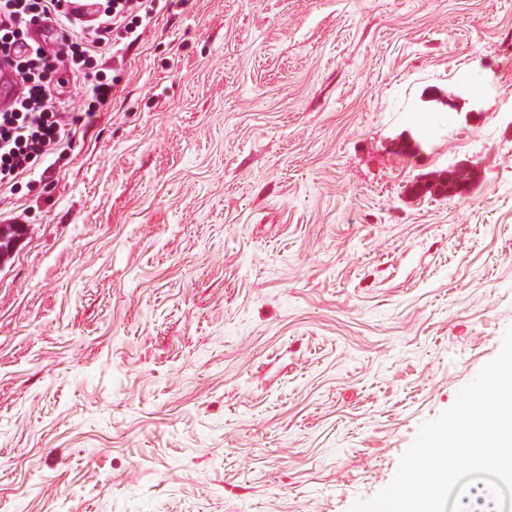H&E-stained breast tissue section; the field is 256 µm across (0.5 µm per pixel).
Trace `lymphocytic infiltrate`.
Here are the masks:
<instances>
[{
	"label": "lymphocytic infiltrate",
	"mask_w": 512,
	"mask_h": 512,
	"mask_svg": "<svg viewBox=\"0 0 512 512\" xmlns=\"http://www.w3.org/2000/svg\"><path fill=\"white\" fill-rule=\"evenodd\" d=\"M68 2L0 0V61L22 85L10 107L0 111V194L16 192L24 179L50 171L71 146L78 125L91 123L111 101L120 79L103 72L101 50L137 41L141 28L177 0H96L97 15L86 21L71 15ZM46 21L57 28L55 49L35 44L28 53H17L30 29ZM58 71L86 80L80 111H62L50 79Z\"/></svg>",
	"instance_id": "f902f5d3"
}]
</instances>
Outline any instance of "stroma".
Wrapping results in <instances>:
<instances>
[{
  "mask_svg": "<svg viewBox=\"0 0 512 512\" xmlns=\"http://www.w3.org/2000/svg\"><path fill=\"white\" fill-rule=\"evenodd\" d=\"M116 65L0 205V512H350L512 326V0H184ZM466 166L462 163H453L437 180L424 181L417 185L421 193L432 192L437 195L455 197L467 186L465 178Z\"/></svg>",
  "mask_w": 512,
  "mask_h": 512,
  "instance_id": "1",
  "label": "stroma"
}]
</instances>
